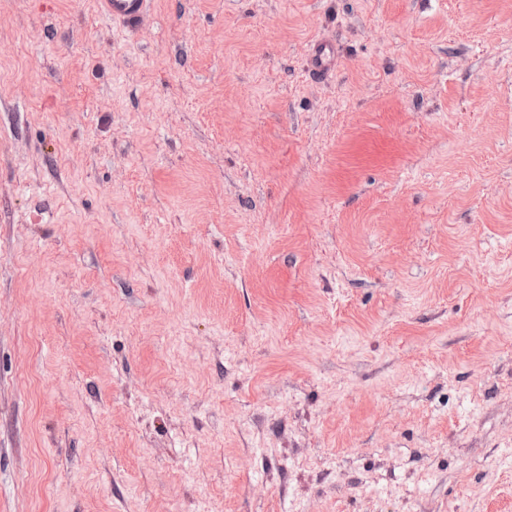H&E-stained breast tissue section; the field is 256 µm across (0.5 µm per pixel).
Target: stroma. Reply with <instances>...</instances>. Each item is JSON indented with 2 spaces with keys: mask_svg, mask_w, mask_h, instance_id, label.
I'll return each instance as SVG.
<instances>
[{
  "mask_svg": "<svg viewBox=\"0 0 512 512\" xmlns=\"http://www.w3.org/2000/svg\"><path fill=\"white\" fill-rule=\"evenodd\" d=\"M152 2L0 0V512H512V0ZM105 15L127 29L139 27L145 20L150 0H101ZM309 56L311 61L310 74L315 80H323L333 68L336 45L327 40H317L311 44Z\"/></svg>",
  "mask_w": 512,
  "mask_h": 512,
  "instance_id": "35a3bbf8",
  "label": "stroma"
}]
</instances>
